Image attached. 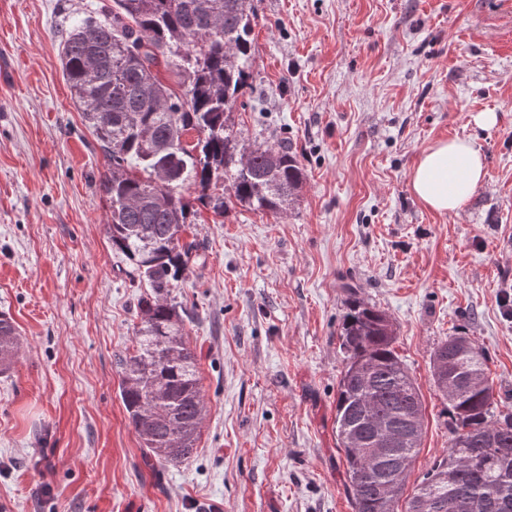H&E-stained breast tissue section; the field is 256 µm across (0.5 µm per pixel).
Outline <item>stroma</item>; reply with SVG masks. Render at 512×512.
<instances>
[{
    "instance_id": "35a3bbf8",
    "label": "stroma",
    "mask_w": 512,
    "mask_h": 512,
    "mask_svg": "<svg viewBox=\"0 0 512 512\" xmlns=\"http://www.w3.org/2000/svg\"><path fill=\"white\" fill-rule=\"evenodd\" d=\"M112 0H0V512H352L336 446L347 286L384 311L425 406L405 488L446 451L436 345L466 333L512 412V0H252L244 145L287 141L288 210L199 208L173 295L207 412L197 453L154 478L119 395L146 288L112 248L108 160L62 77L69 16ZM497 116L489 129L473 118ZM469 138L486 176L454 212L411 192L419 155ZM20 350L16 328L6 316L0 318V372L7 370L18 358Z\"/></svg>"
}]
</instances>
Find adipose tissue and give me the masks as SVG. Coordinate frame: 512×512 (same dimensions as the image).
<instances>
[{
  "mask_svg": "<svg viewBox=\"0 0 512 512\" xmlns=\"http://www.w3.org/2000/svg\"><path fill=\"white\" fill-rule=\"evenodd\" d=\"M485 178L484 157L469 139L440 141L420 156L411 175L413 194L438 212L460 209Z\"/></svg>",
  "mask_w": 512,
  "mask_h": 512,
  "instance_id": "ef3b65f1",
  "label": "adipose tissue"
}]
</instances>
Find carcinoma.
Listing matches in <instances>:
<instances>
[{"mask_svg": "<svg viewBox=\"0 0 512 512\" xmlns=\"http://www.w3.org/2000/svg\"><path fill=\"white\" fill-rule=\"evenodd\" d=\"M251 0H113L100 17H73L60 60L78 108L107 153L100 181L109 203L112 248L147 281L133 351L115 355L120 396L147 463L192 457L206 411L187 313L173 288L197 247L182 240L195 220L182 189L212 212L236 201L280 215L294 202L303 170L288 143L240 145L230 117L255 55ZM176 76L164 82L160 69ZM223 181L224 193L214 192ZM340 339L347 354L336 394L335 432L353 512H398L425 434L418 386L395 351L386 314L347 289ZM13 321L0 318V372L18 358ZM445 361L446 381L436 378ZM487 358L453 337L431 354L433 383L448 398V452L405 501L404 512H512V412H494ZM381 431L395 435L371 446Z\"/></svg>", "mask_w": 512, "mask_h": 512, "instance_id": "1", "label": "carcinoma"}]
</instances>
